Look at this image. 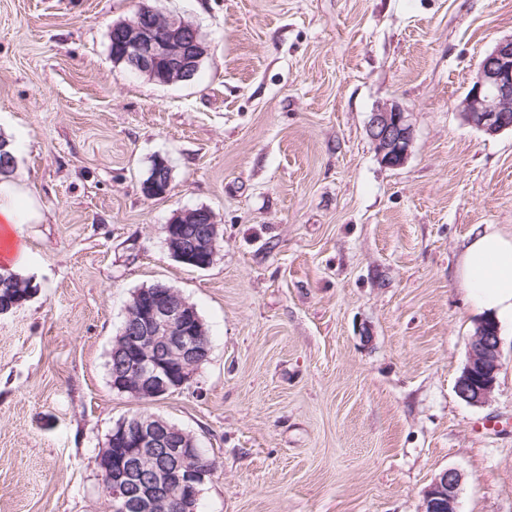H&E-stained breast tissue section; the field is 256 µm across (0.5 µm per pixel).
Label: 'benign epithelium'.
Returning a JSON list of instances; mask_svg holds the SVG:
<instances>
[{"instance_id": "benign-epithelium-1", "label": "benign epithelium", "mask_w": 512, "mask_h": 512, "mask_svg": "<svg viewBox=\"0 0 512 512\" xmlns=\"http://www.w3.org/2000/svg\"><path fill=\"white\" fill-rule=\"evenodd\" d=\"M121 26L127 37L119 63L159 83L192 79L207 55L205 39L193 23L164 13L151 0H136L134 17ZM458 111L468 124L489 135L512 129V36L498 41L484 57ZM366 132L384 165L405 164L414 129L403 105H377ZM168 168L167 161L159 159L152 178L143 184L146 196L169 192ZM209 223L202 238H170V252L202 254L205 259L198 267L208 268L219 239L218 225L212 219ZM122 337L124 359L114 372L112 389L137 400L183 391L210 355L188 302L172 290L138 299L126 312ZM500 344L497 325L478 324L456 382L457 394L465 402L481 405L491 397L501 367ZM112 443L122 446L124 453L102 468L99 490L113 512H196L202 487L212 480L216 466L204 459L194 438L157 415L144 414L113 427ZM460 481L457 471H442L424 490L421 512H458Z\"/></svg>"}]
</instances>
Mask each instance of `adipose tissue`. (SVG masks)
<instances>
[{"label": "adipose tissue", "mask_w": 512, "mask_h": 512, "mask_svg": "<svg viewBox=\"0 0 512 512\" xmlns=\"http://www.w3.org/2000/svg\"><path fill=\"white\" fill-rule=\"evenodd\" d=\"M40 203L23 187L0 180V222L39 224ZM460 282L474 307L488 317L512 321V236L487 228L474 235L458 265Z\"/></svg>", "instance_id": "adipose-tissue-1"}]
</instances>
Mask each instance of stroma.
<instances>
[{
  "label": "stroma",
  "mask_w": 512,
  "mask_h": 512,
  "mask_svg": "<svg viewBox=\"0 0 512 512\" xmlns=\"http://www.w3.org/2000/svg\"><path fill=\"white\" fill-rule=\"evenodd\" d=\"M208 52L162 85L115 64L133 0H0V139L44 220L13 235L39 291L0 316V512H106L112 425L155 414L217 462L200 512H420L446 469L459 512H512V322L490 399L455 390L482 316L457 279L485 227L512 233V130L457 106L512 0H161ZM410 114L399 168L366 134ZM159 198L142 189L156 158ZM205 207L206 269L166 226ZM199 311L209 360L138 402L107 361L138 288ZM366 132L384 165L399 168L405 164L414 141V129L403 105L396 101L377 105L370 113ZM169 165L165 159H159L158 166L153 173L152 178L143 184V191L148 197L165 196L171 185L170 173H167Z\"/></svg>",
  "instance_id": "obj_1"
}]
</instances>
